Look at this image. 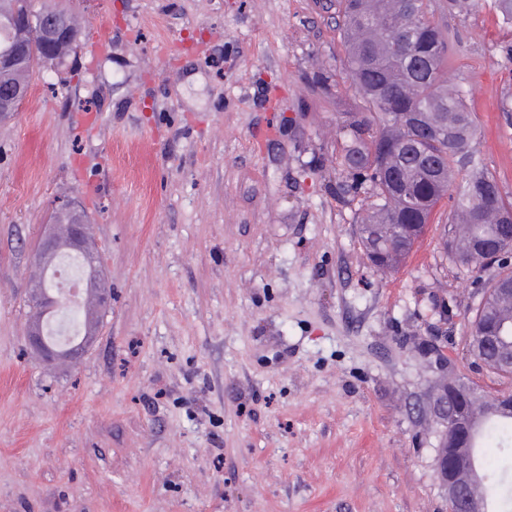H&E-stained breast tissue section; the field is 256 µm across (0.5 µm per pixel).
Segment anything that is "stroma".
I'll use <instances>...</instances> for the list:
<instances>
[{"instance_id": "35a3bbf8", "label": "stroma", "mask_w": 512, "mask_h": 512, "mask_svg": "<svg viewBox=\"0 0 512 512\" xmlns=\"http://www.w3.org/2000/svg\"><path fill=\"white\" fill-rule=\"evenodd\" d=\"M445 75L512 196V37L485 0ZM75 54L0 119V512H448L439 359L472 365L475 275L441 201L405 264L374 270L368 196L336 197V0H70ZM79 197L112 307L74 365L28 344L56 197Z\"/></svg>"}]
</instances>
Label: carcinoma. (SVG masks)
I'll return each mask as SVG.
<instances>
[{
	"label": "carcinoma",
	"instance_id": "obj_1",
	"mask_svg": "<svg viewBox=\"0 0 512 512\" xmlns=\"http://www.w3.org/2000/svg\"><path fill=\"white\" fill-rule=\"evenodd\" d=\"M498 22L512 28V0H490ZM0 10L37 17L59 10L69 25L51 44L37 35L19 39L15 30L0 28V48L19 47L23 62L0 67V93L28 89L50 58L61 66L77 47L78 16L60 0H0ZM338 30L344 66L358 104L337 113L339 151L336 157V197L353 202L362 193L372 202L357 225L364 251L376 245L372 228L385 234L387 258L393 271L410 255L419 233L401 248L399 226L424 228L444 197L452 201L442 225V247L452 261L455 241L472 253L477 242L512 245V213L504 209L506 195L477 149L475 113L459 85L444 79L450 34L434 20L428 0H337ZM512 270L480 282L487 296L468 320L469 346L475 337L512 327ZM478 444L512 438V413L480 415ZM486 502L500 501L503 510L512 497L492 469L480 472L471 488Z\"/></svg>",
	"mask_w": 512,
	"mask_h": 512
}]
</instances>
